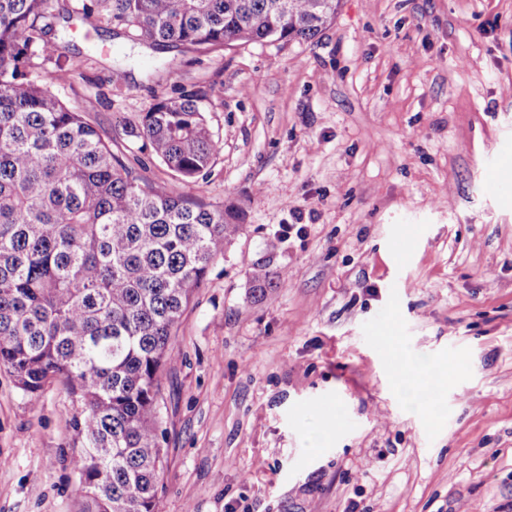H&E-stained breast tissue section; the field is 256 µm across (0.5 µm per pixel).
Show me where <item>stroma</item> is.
Wrapping results in <instances>:
<instances>
[{
	"label": "stroma",
	"instance_id": "stroma-1",
	"mask_svg": "<svg viewBox=\"0 0 512 512\" xmlns=\"http://www.w3.org/2000/svg\"><path fill=\"white\" fill-rule=\"evenodd\" d=\"M54 39V94L128 162L121 123L205 92L221 151L175 189L239 211L161 378L159 512H512V0H341L312 40L213 53ZM71 407L0 368V512H78Z\"/></svg>",
	"mask_w": 512,
	"mask_h": 512
}]
</instances>
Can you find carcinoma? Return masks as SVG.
<instances>
[{
  "label": "carcinoma",
  "instance_id": "carcinoma-1",
  "mask_svg": "<svg viewBox=\"0 0 512 512\" xmlns=\"http://www.w3.org/2000/svg\"><path fill=\"white\" fill-rule=\"evenodd\" d=\"M57 0H0V367L36 399L59 380L71 416L81 512H158L165 436L161 376L182 315L238 211L149 181L51 91L69 58L49 39ZM339 0H77L126 41L221 50L307 41ZM201 91L161 96L123 135L184 183L221 144ZM260 297L275 288L252 276Z\"/></svg>",
  "mask_w": 512,
  "mask_h": 512
}]
</instances>
